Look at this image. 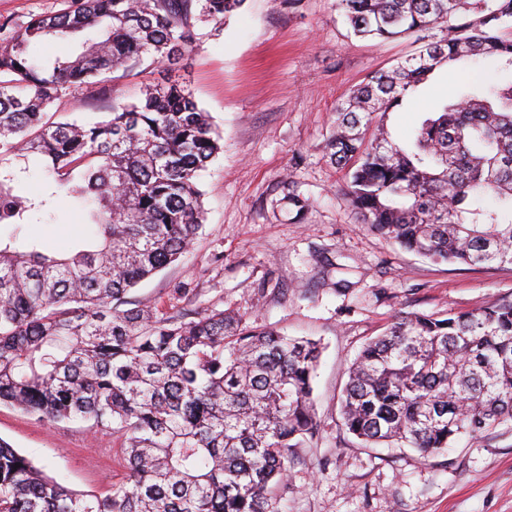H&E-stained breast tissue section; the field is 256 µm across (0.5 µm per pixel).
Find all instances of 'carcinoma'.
<instances>
[{"label": "carcinoma", "mask_w": 512, "mask_h": 512, "mask_svg": "<svg viewBox=\"0 0 512 512\" xmlns=\"http://www.w3.org/2000/svg\"><path fill=\"white\" fill-rule=\"evenodd\" d=\"M0 18V404L120 434L129 471L104 494L72 490L0 439V512H279L295 450L317 430L319 343L243 316L128 307L127 295L189 251L202 224L197 174L220 135L189 90L144 87L91 124L47 119L88 84L149 60L175 64L199 21L245 0H62ZM367 39L446 35L351 91L326 149L344 194L377 233L434 262L512 266V0H337ZM76 43L52 67L28 46ZM490 80L448 98L399 142L384 116L436 69L477 58ZM93 205V238L61 256L25 235L46 196L15 192L12 161ZM490 194V206L476 204ZM345 430L428 458L512 423V299L441 316L400 312L349 368Z\"/></svg>", "instance_id": "carcinoma-1"}]
</instances>
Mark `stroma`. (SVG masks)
Here are the masks:
<instances>
[{
  "mask_svg": "<svg viewBox=\"0 0 512 512\" xmlns=\"http://www.w3.org/2000/svg\"><path fill=\"white\" fill-rule=\"evenodd\" d=\"M416 36L355 37L336 0H246L222 26L201 22L179 62L118 70L67 96L56 122L91 123L147 84L175 82L209 113L223 149L201 171L203 229L191 251L133 288L140 307L182 311L176 290L202 308L243 314L254 327L320 340L314 383L318 431L297 449L282 512H512V427L461 439L424 458L368 448L341 425L347 366L397 312H468L512 298V266L434 263L363 224L324 156L336 107L374 71L420 50ZM486 62L441 67L414 105L389 113L394 135L464 85L491 76ZM309 201L296 214L282 186ZM88 205L59 189L28 235L49 253L92 235ZM0 439L66 485L99 494L122 482V439L84 421L48 422L0 405Z\"/></svg>",
  "mask_w": 512,
  "mask_h": 512,
  "instance_id": "obj_1",
  "label": "stroma"
}]
</instances>
